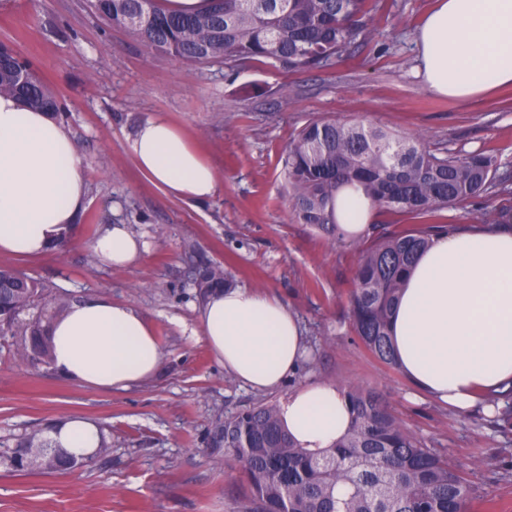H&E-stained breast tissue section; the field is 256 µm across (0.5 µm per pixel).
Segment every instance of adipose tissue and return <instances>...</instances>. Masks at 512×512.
<instances>
[{
	"label": "adipose tissue",
	"mask_w": 512,
	"mask_h": 512,
	"mask_svg": "<svg viewBox=\"0 0 512 512\" xmlns=\"http://www.w3.org/2000/svg\"><path fill=\"white\" fill-rule=\"evenodd\" d=\"M417 45L420 73L434 93L468 102L512 85V0H438ZM140 171L168 195L203 202L218 179L188 136L156 116L129 140ZM88 187L68 127L49 113L0 95V253L61 249L78 233ZM103 265L137 264L145 242L128 225L108 224L91 241ZM198 333L215 361L259 391L281 386L303 358L295 314L269 295L210 288ZM52 367L73 383L126 390L155 375L163 353L150 321L104 297L73 303L50 329ZM403 373L424 393L460 411L482 396L512 392V226L462 227L438 235L408 272L391 327ZM351 420L342 393L322 383L292 390L280 404L283 429L311 451L332 447ZM75 456L97 448L94 423L69 417L49 430Z\"/></svg>",
	"instance_id": "adipose-tissue-1"
}]
</instances>
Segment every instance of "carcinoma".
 I'll list each match as a JSON object with an SVG mask.
<instances>
[{
    "label": "carcinoma",
    "instance_id": "1",
    "mask_svg": "<svg viewBox=\"0 0 512 512\" xmlns=\"http://www.w3.org/2000/svg\"><path fill=\"white\" fill-rule=\"evenodd\" d=\"M204 11L173 14L157 0H86L92 15L140 38L153 52L186 64L244 65L271 60L292 69L321 68L340 57L366 27L367 0H209ZM0 94L44 112L56 95L7 43H0ZM282 175L301 224L338 240L334 205L343 188L362 187L369 207L412 221L394 231L369 225L354 242L359 258L350 296L354 334L379 361L397 367L390 335L405 273L431 237L430 224L449 207L491 188L512 195L482 150L455 154L433 149L421 135L334 119L306 123L285 147ZM229 285L224 268L206 267L199 287ZM69 306L27 273L0 266V336L16 338L19 361L51 363L48 326ZM352 420L333 447L314 453L282 428L277 405L260 403L216 422L224 456L240 465L247 492L239 512H466L473 488L448 458L425 447L374 392L344 388ZM33 433L0 441V457L27 472L24 448L43 446Z\"/></svg>",
    "mask_w": 512,
    "mask_h": 512
}]
</instances>
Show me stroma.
I'll use <instances>...</instances> for the list:
<instances>
[{
	"label": "stroma",
	"mask_w": 512,
	"mask_h": 512,
	"mask_svg": "<svg viewBox=\"0 0 512 512\" xmlns=\"http://www.w3.org/2000/svg\"><path fill=\"white\" fill-rule=\"evenodd\" d=\"M374 3L365 31L333 65L313 70L178 63L93 18L85 0H12L0 10V41L56 93L90 186L79 242L25 259L0 254V265L73 302L102 294L131 304L163 351L157 374L112 392L19 363L14 338L0 336V439L78 415L112 442L110 455L61 474L19 475L0 459V512H230L245 489L237 464L211 445L216 420L280 403L310 382L376 392L426 447L465 472L478 490L467 512H512V425L498 430L482 411L448 408L363 348L349 317L357 254L297 222L281 176L290 139L329 117L420 133L454 153L487 151L498 175L512 179V88L468 104L436 95L418 74L417 47L433 0ZM157 115L185 129L216 168L213 198L171 197L138 170L129 138ZM108 224L129 225L145 241L137 265L105 267L93 256L88 244ZM211 265L296 314L304 357L277 389L243 385L193 336L199 276Z\"/></svg>",
	"instance_id": "stroma-1"
}]
</instances>
